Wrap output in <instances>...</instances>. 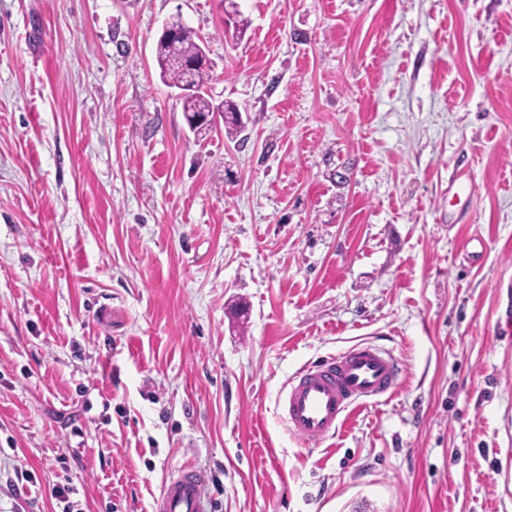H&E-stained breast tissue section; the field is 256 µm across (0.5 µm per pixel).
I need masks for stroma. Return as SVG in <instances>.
<instances>
[{
    "mask_svg": "<svg viewBox=\"0 0 512 512\" xmlns=\"http://www.w3.org/2000/svg\"><path fill=\"white\" fill-rule=\"evenodd\" d=\"M177 20L240 134L189 130ZM364 342L401 385L304 444L284 385ZM182 467L215 512H512V0H0V512ZM172 35L160 37L157 44V62L161 75L173 87L180 88L185 82V74L179 62L193 59L199 54L201 46L199 37L194 32L177 21L168 26Z\"/></svg>",
    "mask_w": 512,
    "mask_h": 512,
    "instance_id": "obj_1",
    "label": "stroma"
}]
</instances>
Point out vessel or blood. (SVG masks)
Masks as SVG:
<instances>
[{"label": "vessel or blood", "instance_id": "1", "mask_svg": "<svg viewBox=\"0 0 512 512\" xmlns=\"http://www.w3.org/2000/svg\"><path fill=\"white\" fill-rule=\"evenodd\" d=\"M402 373L391 351L372 344L354 345L305 365L289 379L282 403L284 420L304 442H324L336 436L354 409L394 393ZM208 484L205 472L181 470L165 481L153 512H213Z\"/></svg>", "mask_w": 512, "mask_h": 512}]
</instances>
